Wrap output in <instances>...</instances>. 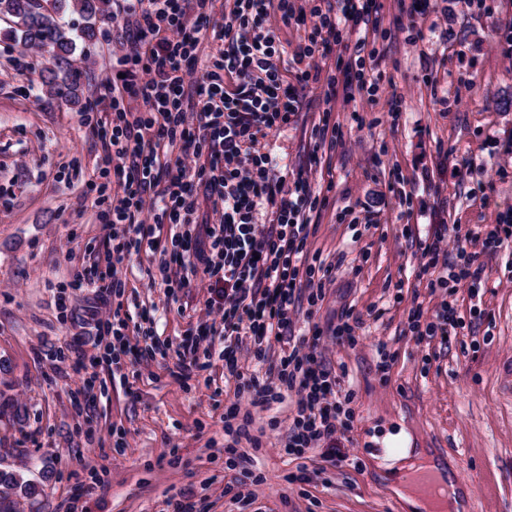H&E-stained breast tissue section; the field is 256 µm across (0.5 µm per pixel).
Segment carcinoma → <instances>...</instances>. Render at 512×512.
I'll list each match as a JSON object with an SVG mask.
<instances>
[{
    "label": "carcinoma",
    "instance_id": "cac0c4a2",
    "mask_svg": "<svg viewBox=\"0 0 512 512\" xmlns=\"http://www.w3.org/2000/svg\"><path fill=\"white\" fill-rule=\"evenodd\" d=\"M110 0H76L85 25L74 28L64 20L68 0H0V15L9 19L6 35L49 55L53 68L44 77V94L50 100L80 103L82 88L73 57L77 42L95 38L98 26L112 21ZM41 488L23 477L0 472V512H18L20 500L39 496Z\"/></svg>",
    "mask_w": 512,
    "mask_h": 512
}]
</instances>
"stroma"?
Returning a JSON list of instances; mask_svg holds the SVG:
<instances>
[{
	"label": "stroma",
	"instance_id": "1",
	"mask_svg": "<svg viewBox=\"0 0 512 512\" xmlns=\"http://www.w3.org/2000/svg\"><path fill=\"white\" fill-rule=\"evenodd\" d=\"M376 96L339 73L334 100L322 84L296 83L298 112L259 147L275 174L310 166L327 191L312 213L310 254L336 263L334 281L310 320L330 330L336 315L360 319L356 345L326 343L323 361L340 379L354 413L332 446L349 453L335 468L327 449L288 455L293 401L255 414L260 447L228 451L224 406L235 379L224 364L182 379L194 332L208 324L205 284L174 290L146 274L152 258L131 255L119 271L124 312L155 307L147 336H130L151 356L114 358L117 340L99 332L89 290L64 283L90 268L112 239L86 191L103 149L85 127L112 60L128 35L100 25L80 44V104H45L48 64L39 51L16 62V43L0 34V469L36 481L42 494L19 512H64L80 495L83 512H170L184 493L192 512H422L400 474L420 459L457 479L458 512H512V265L505 251L483 256L480 283H449L429 293L422 245L438 225L480 232L512 221V0H429L422 35L409 41L411 0H378ZM469 88L461 105L457 89ZM331 110L343 143L310 164L312 128ZM65 309H58V298ZM451 305L465 324L449 339L417 343L409 311L435 319ZM388 370L377 367L380 352ZM248 455L254 479L227 493ZM310 483H288L298 465Z\"/></svg>",
	"mask_w": 512,
	"mask_h": 512
}]
</instances>
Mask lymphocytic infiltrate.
<instances>
[{
  "label": "lymphocytic infiltrate",
  "mask_w": 512,
  "mask_h": 512,
  "mask_svg": "<svg viewBox=\"0 0 512 512\" xmlns=\"http://www.w3.org/2000/svg\"><path fill=\"white\" fill-rule=\"evenodd\" d=\"M210 0H124L120 16L129 32L117 66L137 74L136 82L105 85L93 104L98 119H87L102 144L103 162L96 186L98 202H109L112 248L104 266L73 273L68 288L94 289L104 303L99 321H120L110 296L123 282L117 269L131 254L163 251L146 273L165 287H185L202 277L224 286L213 314L224 338L218 356L224 375L238 380L235 403L224 414V434L232 442L250 438L254 413L271 410L296 394L288 428V452L304 457L324 440L347 433L354 413L345 408L336 374L321 361L325 339L356 344L352 312H342L331 335L319 326L295 336L299 299L317 305L332 282V268L310 263L307 243L315 232L311 214L326 200L314 190L309 173L274 176L271 160L257 148L260 137L276 130L298 111L294 84L281 74L276 44L282 29L293 26L304 36L293 61L297 82H324L336 94L335 71L322 59L341 50L346 60L365 67L371 44L369 23L377 0H232L223 20H215ZM216 43L200 59L202 39ZM232 80L234 91L224 82ZM196 103L184 108L186 90ZM206 192L212 221L195 220L196 198ZM269 210L267 223L257 221ZM169 230L170 246L160 249L157 231ZM481 241L483 252L497 254L512 240V224L487 233L449 230L440 225L423 244L429 292L448 281L478 280L484 265L467 254L454 267L445 263L449 245ZM284 349L275 364L266 356L273 343ZM265 365L263 375L244 376L243 354Z\"/></svg>",
  "instance_id": "f902f5d3"
}]
</instances>
